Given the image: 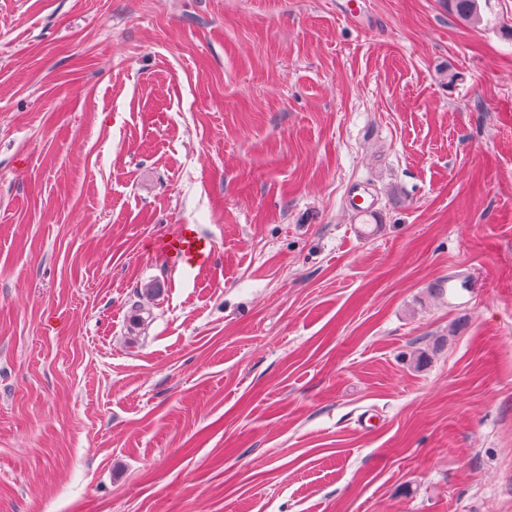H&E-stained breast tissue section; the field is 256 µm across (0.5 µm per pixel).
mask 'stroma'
Returning <instances> with one entry per match:
<instances>
[{"label": "stroma", "mask_w": 512, "mask_h": 512, "mask_svg": "<svg viewBox=\"0 0 512 512\" xmlns=\"http://www.w3.org/2000/svg\"><path fill=\"white\" fill-rule=\"evenodd\" d=\"M358 2L0 0V512H512V0ZM448 12L459 21L471 27H478L484 22L480 0H446ZM157 247L170 259L188 268L200 267L208 263L211 256L209 242L198 236L189 225L184 226L175 237L160 239Z\"/></svg>", "instance_id": "obj_1"}]
</instances>
